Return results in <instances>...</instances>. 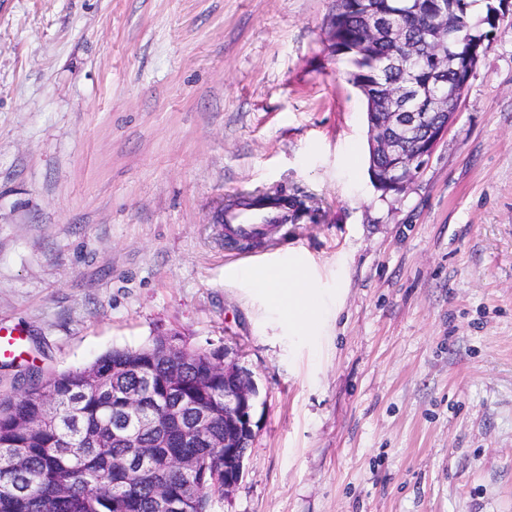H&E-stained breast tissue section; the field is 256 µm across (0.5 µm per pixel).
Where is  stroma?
Listing matches in <instances>:
<instances>
[{"label": "stroma", "mask_w": 512, "mask_h": 512, "mask_svg": "<svg viewBox=\"0 0 512 512\" xmlns=\"http://www.w3.org/2000/svg\"><path fill=\"white\" fill-rule=\"evenodd\" d=\"M335 0H0V394L178 333L258 382L212 512H512V20L401 194L368 171ZM283 189L247 251L217 217ZM300 267L316 332L239 275Z\"/></svg>", "instance_id": "1"}]
</instances>
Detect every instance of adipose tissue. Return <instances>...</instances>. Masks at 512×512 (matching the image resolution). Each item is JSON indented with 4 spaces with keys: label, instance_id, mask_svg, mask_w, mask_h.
I'll return each mask as SVG.
<instances>
[{
    "label": "adipose tissue",
    "instance_id": "obj_1",
    "mask_svg": "<svg viewBox=\"0 0 512 512\" xmlns=\"http://www.w3.org/2000/svg\"><path fill=\"white\" fill-rule=\"evenodd\" d=\"M241 275L252 280L273 306L283 310L298 331L307 332L316 325L324 309L322 294L301 269L273 267L261 274L245 269Z\"/></svg>",
    "mask_w": 512,
    "mask_h": 512
}]
</instances>
